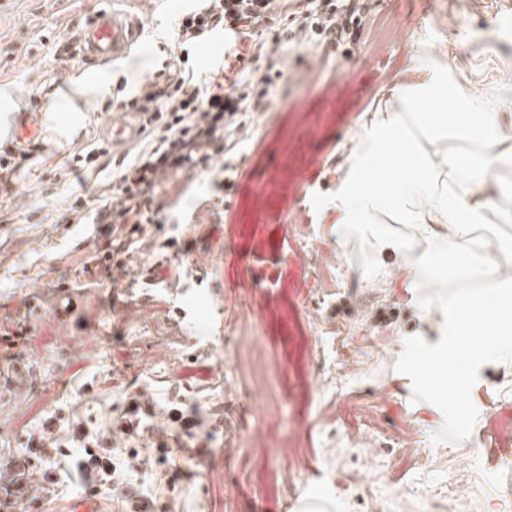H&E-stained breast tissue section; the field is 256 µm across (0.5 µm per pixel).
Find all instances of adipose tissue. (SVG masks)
Here are the masks:
<instances>
[{
  "mask_svg": "<svg viewBox=\"0 0 512 512\" xmlns=\"http://www.w3.org/2000/svg\"><path fill=\"white\" fill-rule=\"evenodd\" d=\"M412 49L407 69L392 74L384 95L370 105L371 119L356 132L323 214L337 238L357 230L374 240L377 254L404 256L395 271L380 264L375 271L406 291L419 288L437 267L486 286L483 294L438 295L435 309L444 316L439 334L462 336L485 323L511 335L512 274L501 258L512 254V242L489 245L477 226L489 216L512 223V208L498 196L512 172V138L503 135L491 110L494 89L455 77L443 46L420 41ZM110 90L109 78L82 74L48 109L74 112ZM386 219L411 228L413 241L383 233Z\"/></svg>",
  "mask_w": 512,
  "mask_h": 512,
  "instance_id": "adipose-tissue-1",
  "label": "adipose tissue"
}]
</instances>
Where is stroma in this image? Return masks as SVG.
Wrapping results in <instances>:
<instances>
[{
    "instance_id": "1",
    "label": "stroma",
    "mask_w": 512,
    "mask_h": 512,
    "mask_svg": "<svg viewBox=\"0 0 512 512\" xmlns=\"http://www.w3.org/2000/svg\"><path fill=\"white\" fill-rule=\"evenodd\" d=\"M372 31L340 46L329 57L292 47L287 51L284 95L274 97L234 158L244 172L231 197L216 187L222 171L194 182L179 211L159 225L180 235L189 262L181 285L159 289L155 311L112 305L106 272L99 286L78 298L71 314L58 311L60 285L78 279L93 227L69 223L71 195L97 186L95 175L72 168L84 146L103 140L109 120L104 102L90 105L72 137L60 130L67 113H41L40 139L21 146L12 136L19 113H10L0 145L10 148L13 172L0 181V319L15 316L22 299L33 309L25 323L26 345L0 350V472L24 451L29 432L94 373L122 372L121 389L81 406L97 417L131 386L150 391L158 378L206 379L209 399H191L198 411L207 400L223 404L238 419L233 441L223 429L203 424L194 458L176 464L148 460L130 478L137 489L174 477L185 489V512H372L373 500L389 512H431L428 490L447 485L448 461L477 438L473 480L483 494L512 482L497 468L512 454V338L478 353L464 370V384L446 380V366L421 376L419 355L439 342L426 306L430 289L413 293L374 278L370 248L358 239L326 234L318 222L322 204L345 170L352 134L365 109L384 87L387 74L406 62L409 39L445 38L462 74L503 89L496 109L512 129V0H367ZM188 0H112L113 10L134 19L142 34L124 60L88 67L113 78L127 77L124 61L145 64L149 77L162 70L165 35ZM102 0H0V83L27 87L39 104L67 90L75 64L58 61L74 20L101 8ZM459 22L451 31L448 16ZM268 186L266 196L255 185ZM307 237L314 251L341 253L320 276L297 253ZM327 283L321 313L326 359L347 360L349 372L326 388L320 367L299 361L298 340L308 335L299 311L314 295L315 280ZM206 298L209 313L197 324L193 311ZM241 358L262 368L261 379L239 377L221 357ZM469 405L450 412L454 401ZM335 402L339 421L372 418L382 440L378 471L343 446L328 448L316 418ZM266 435L254 446V429ZM304 475L296 496L281 490L284 462Z\"/></svg>"
}]
</instances>
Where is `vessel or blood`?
Here are the masks:
<instances>
[{
  "mask_svg": "<svg viewBox=\"0 0 512 512\" xmlns=\"http://www.w3.org/2000/svg\"><path fill=\"white\" fill-rule=\"evenodd\" d=\"M141 29L113 10L100 9L74 26L66 44L67 59L83 64H101L130 48Z\"/></svg>",
  "mask_w": 512,
  "mask_h": 512,
  "instance_id": "obj_1",
  "label": "vessel or blood"
}]
</instances>
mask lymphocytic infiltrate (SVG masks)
Listing matches in <instances>:
<instances>
[{
    "mask_svg": "<svg viewBox=\"0 0 512 512\" xmlns=\"http://www.w3.org/2000/svg\"><path fill=\"white\" fill-rule=\"evenodd\" d=\"M369 13L365 0H307L299 17L283 12L278 0H193L171 24L167 43L177 56L163 84L148 83L133 94H116L109 109L131 108L139 114L143 141L125 155L106 186L107 200L75 196L72 223L88 220L94 225L95 244L82 264L85 274L118 270L141 285L142 304L155 298L154 287L180 283L183 268L173 256L182 254L177 236L151 232L162 209L177 210L180 197L157 205L158 188L171 181L189 187L209 175L217 158L232 153L249 135L246 116L267 111L271 96L285 75L283 46L308 45L334 52L362 33ZM234 30L237 42L225 44L221 72L200 78L189 66L191 45ZM270 40H263V33ZM152 252L156 261L141 267L139 257ZM161 413L178 436L194 438L203 420L223 424L221 407L210 408L207 418L187 410L179 393L169 395L162 410L142 392L124 394L115 414L103 419L85 418L77 411H56L43 418L26 450L11 461L10 480L0 487L6 498L62 499L57 475L41 470L35 461L57 453L74 459L87 494L112 501L118 512H179L184 489L169 478L161 496L119 487L114 458L119 442L129 443L126 473L139 471L146 452L167 454L164 439H152L148 418Z\"/></svg>",
    "mask_w": 512,
    "mask_h": 512,
    "instance_id": "obj_1",
    "label": "lymphocytic infiltrate"
}]
</instances>
